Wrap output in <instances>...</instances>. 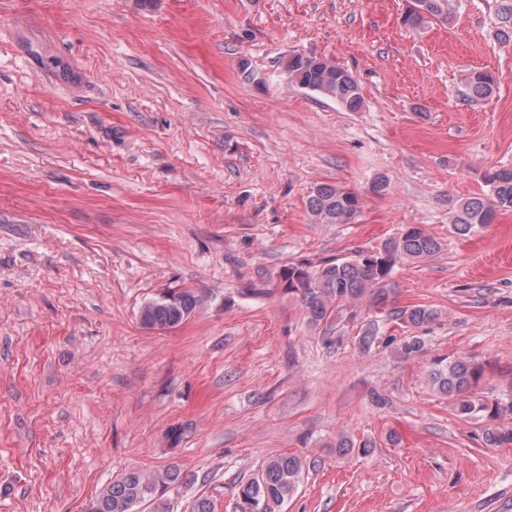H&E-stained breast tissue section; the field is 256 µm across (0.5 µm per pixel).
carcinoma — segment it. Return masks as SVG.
<instances>
[{"label":"carcinoma","mask_w":512,"mask_h":512,"mask_svg":"<svg viewBox=\"0 0 512 512\" xmlns=\"http://www.w3.org/2000/svg\"><path fill=\"white\" fill-rule=\"evenodd\" d=\"M497 16L503 24L501 36L512 41V0H498ZM431 18L449 23V0H413L404 22L419 26ZM284 71L289 82L333 99L348 112H356L362 106L356 78L327 58L296 54L288 58ZM494 85L492 74L483 71H475L467 79V89L473 97L491 96ZM483 180L489 187L488 194L448 199L451 233L473 236L494 223L500 214L512 211V166H493L485 170ZM361 207L357 192L331 183L318 184L307 202L308 214L316 224H349ZM441 249L435 237L416 224H407L375 249L357 250L353 256L327 260L314 267L290 264L280 271L277 287L299 301L308 324L322 327V339L330 346L343 342L344 325L358 320L359 303L369 299L372 308L409 332L395 343V357L417 358L426 353V340L416 329L436 321L439 313L425 305L393 306V273L404 264L432 258ZM177 297L175 303L157 298L145 302L138 312L142 327L153 331L178 327L201 305L200 296L191 289L177 291ZM382 323L383 320L374 318L360 324V351L366 353L380 342ZM482 377L483 370L477 363L460 356L433 357L425 366L427 384L434 392L452 399L457 417L466 420L481 413L493 421L483 429L485 446L512 444V424L497 423L503 416H512V399L489 403L475 397L473 390ZM372 448L369 441L357 442L343 434L336 436V453L340 456L355 450L368 455ZM305 469L306 461L298 455L270 457L258 477L238 484L235 512H281L283 504L294 495ZM189 483L188 474L177 465L131 469L113 478L95 495V512H139L144 506L151 508V512H171L167 492Z\"/></svg>","instance_id":"1"}]
</instances>
